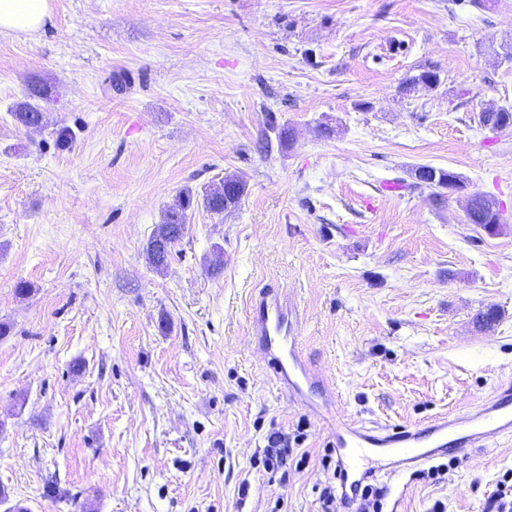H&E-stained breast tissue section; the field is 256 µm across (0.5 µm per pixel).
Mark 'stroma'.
I'll list each match as a JSON object with an SVG mask.
<instances>
[{"mask_svg":"<svg viewBox=\"0 0 512 512\" xmlns=\"http://www.w3.org/2000/svg\"><path fill=\"white\" fill-rule=\"evenodd\" d=\"M50 6L0 33V512H322L330 427L252 330L266 290L297 303L335 413L423 427L512 379V128L479 121L512 108V0ZM429 68L438 86L407 88ZM423 165L461 188L435 202ZM228 174L239 206L189 211L157 272L164 210ZM474 193L503 224L468 222ZM273 432L293 449L275 472ZM444 461L375 476L385 512H484L512 439ZM44 89L36 82L28 84V101L17 103L14 109V116L18 123L28 128L37 120L42 118V112L38 104L32 103L30 100L44 98ZM416 179L431 188H448V180H450L452 189L461 188L459 182L461 178L453 172L435 169L429 166H421L416 169Z\"/></svg>","mask_w":512,"mask_h":512,"instance_id":"1","label":"stroma"}]
</instances>
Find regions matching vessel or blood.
<instances>
[{
  "instance_id": "b4317fda",
  "label": "vessel or blood",
  "mask_w": 512,
  "mask_h": 512,
  "mask_svg": "<svg viewBox=\"0 0 512 512\" xmlns=\"http://www.w3.org/2000/svg\"><path fill=\"white\" fill-rule=\"evenodd\" d=\"M300 310L291 298L264 294L252 318V328L273 364L277 380L303 403L316 405L324 381L303 358L297 341ZM512 437V386L498 389L491 403L460 419L440 417L424 428H369L356 422L337 424L331 432L336 466L342 476L345 495H352L359 483L374 476L371 466L376 454L392 459L386 476L402 469L432 461L454 449L484 448L500 437Z\"/></svg>"
}]
</instances>
